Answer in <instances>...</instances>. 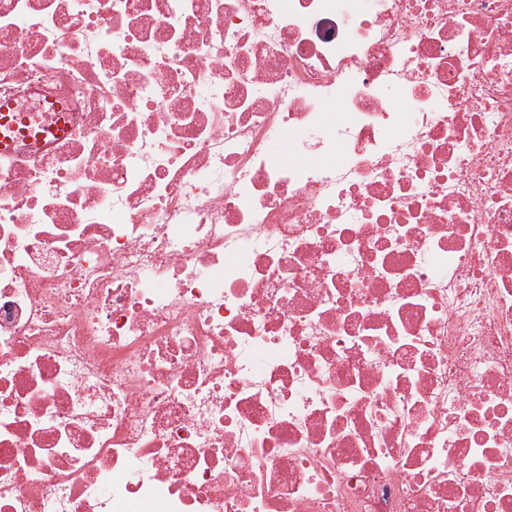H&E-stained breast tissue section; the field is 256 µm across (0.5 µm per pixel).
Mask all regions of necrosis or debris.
Instances as JSON below:
<instances>
[{
	"mask_svg": "<svg viewBox=\"0 0 512 512\" xmlns=\"http://www.w3.org/2000/svg\"><path fill=\"white\" fill-rule=\"evenodd\" d=\"M0 103V512H512V0H0Z\"/></svg>",
	"mask_w": 512,
	"mask_h": 512,
	"instance_id": "obj_1",
	"label": "necrosis or debris"
}]
</instances>
